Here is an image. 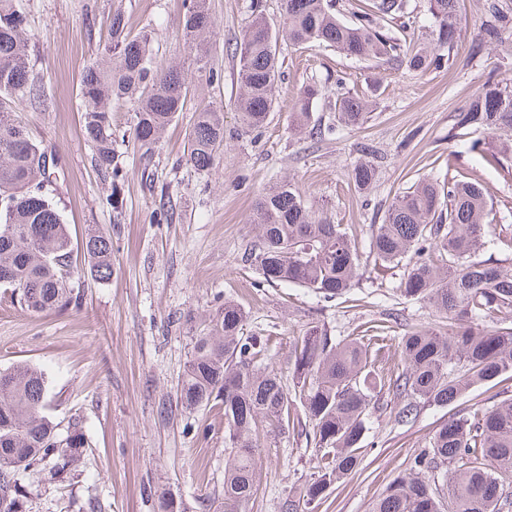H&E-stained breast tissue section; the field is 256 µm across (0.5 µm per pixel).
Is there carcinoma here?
Masks as SVG:
<instances>
[{
    "instance_id": "1",
    "label": "carcinoma",
    "mask_w": 512,
    "mask_h": 512,
    "mask_svg": "<svg viewBox=\"0 0 512 512\" xmlns=\"http://www.w3.org/2000/svg\"><path fill=\"white\" fill-rule=\"evenodd\" d=\"M207 0H188L182 18L185 44L196 71L211 85L221 75L209 66L215 33ZM374 13L358 22L336 16L332 0H282V32L294 46L334 47L347 56L380 60L400 45L377 29L378 20L400 18L416 24L404 0H375ZM435 22L433 47L403 55L409 70L442 67L461 21L460 0H427ZM480 45L491 48L507 22L495 0H485ZM22 0H0V97L42 102V79L29 66L23 36ZM277 31L260 15L244 30L239 56L238 112L245 129L258 130L275 106L281 76ZM189 90L183 68L157 66L148 36L127 29L125 13L112 11L102 58L88 64L80 81L82 134L92 144L94 162L112 183L106 205L119 216L120 189L127 172L115 161L112 112L135 105L132 138L141 158L150 160L161 132L184 110ZM317 89H304L293 112L296 131L311 120ZM367 100L336 81V122L319 124V138L359 127ZM460 129H482L495 138L471 149L489 164L512 170V84L490 72L458 114ZM224 149V113L197 110L188 135L186 162L204 171ZM48 157L26 127L0 109V285L13 289L31 312L80 305L82 271L62 217L48 198ZM376 177L374 162L358 160L351 180L359 190ZM259 244L248 261L269 285L291 283L329 301L347 293L358 276L360 255L349 228L336 224L284 180L263 192L255 204ZM490 212L482 185L451 177L423 178L387 208L372 233L374 265L402 267L400 295L425 303L445 326H415L400 337L402 371L390 376L378 365L379 351L357 338L336 339L325 324L313 322L297 337L290 363L294 393L277 371L261 367L264 336H245L246 315L231 300L209 318L207 332L193 337L189 360L176 393L185 410L224 405V490L203 502L214 512H248L257 493L262 464L259 425L265 436L308 422L306 437L321 455L320 475L288 493L283 512H307L326 489L355 471L360 443L375 403L369 393L380 384L395 401L394 417L412 424L426 406L452 405L472 386L512 371V268L477 258ZM88 273L112 277V236L96 229L82 240ZM47 382L28 365L0 371V512H26V472L47 470L49 479L77 462L83 436L78 424L60 438L44 415ZM300 406L305 420L292 410ZM453 471H448V467ZM512 474V401L493 408L455 413L414 457L410 473L392 481L372 512H512L503 492Z\"/></svg>"
}]
</instances>
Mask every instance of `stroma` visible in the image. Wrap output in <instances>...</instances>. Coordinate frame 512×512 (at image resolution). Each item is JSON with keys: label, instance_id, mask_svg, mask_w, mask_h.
<instances>
[{"label": "stroma", "instance_id": "stroma-1", "mask_svg": "<svg viewBox=\"0 0 512 512\" xmlns=\"http://www.w3.org/2000/svg\"><path fill=\"white\" fill-rule=\"evenodd\" d=\"M484 0H461L462 23L450 60L423 74L397 61L355 60L333 48H300L279 38L283 76L277 104L261 132L245 130L237 112L240 92L235 43L261 8L281 25V0H207L216 24L212 68L221 82L190 92L184 112L161 135L151 160H141L125 135L131 108L113 113L122 137L117 161L128 173L120 196L121 221L104 200L107 177L81 132L80 80L108 37L106 19L122 8L132 33H148L160 65L185 62L183 0H24L30 65L42 77L46 106H18L16 121L55 157L54 201L73 240L89 229L112 232L110 280L85 278L79 308L34 313L0 287V371L27 363L47 376V415L59 435L77 424L84 447L59 481L27 477L28 512H203L202 494L224 487V410L176 406V390L192 336L225 300L248 314L245 335L264 332L269 362L287 372L295 337L324 322L336 338L359 336L371 325L399 316L403 326L431 324L425 304L399 292L402 268L375 267L372 227L419 177H456L484 185L492 199L481 259L512 258L502 238L512 237V173L487 164L470 144L477 130L457 136L456 122L490 69L512 80V32L493 50L475 52ZM350 92L372 96L359 128L326 138L297 134L291 113L306 86L320 90L314 117H329L336 79ZM224 112V150L212 169L196 172L185 157L195 111ZM380 156L367 193L350 178L361 144ZM290 180L310 202L357 238L361 265L349 299L322 302L308 289L263 282L246 254L257 239L254 204L267 188ZM168 195L171 222L150 218ZM362 440L359 464L327 489L317 512H370L373 502L408 471L434 430L457 412L512 401V372L470 388L447 407L427 406L411 425L395 422L386 393H379ZM259 488L250 512H282L288 492L317 477L320 455L292 430L264 442Z\"/></svg>", "mask_w": 512, "mask_h": 512}]
</instances>
